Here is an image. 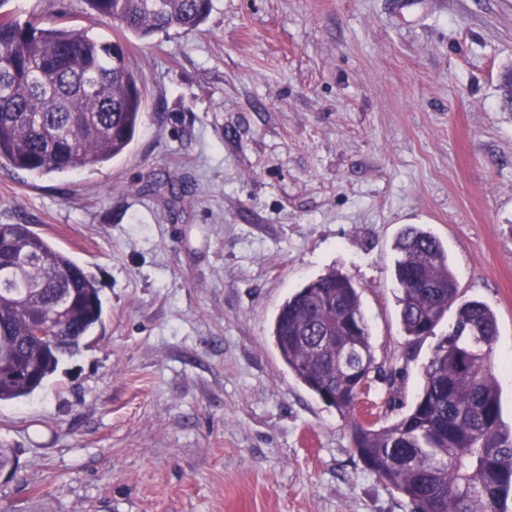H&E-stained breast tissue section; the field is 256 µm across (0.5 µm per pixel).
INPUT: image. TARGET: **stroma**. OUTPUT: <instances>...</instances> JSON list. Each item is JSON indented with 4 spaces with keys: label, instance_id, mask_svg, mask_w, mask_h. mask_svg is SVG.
<instances>
[{
    "label": "stroma",
    "instance_id": "stroma-1",
    "mask_svg": "<svg viewBox=\"0 0 512 512\" xmlns=\"http://www.w3.org/2000/svg\"><path fill=\"white\" fill-rule=\"evenodd\" d=\"M7 8L122 43L146 105L102 166L0 167V224L69 253L103 306L43 388L0 405L16 461L0 512H410L352 442L353 421L409 410L435 343L400 324L408 224L495 312L512 422V0H213L198 31L147 40L83 0ZM332 270L359 289L384 374L350 417L271 337L285 298Z\"/></svg>",
    "mask_w": 512,
    "mask_h": 512
}]
</instances>
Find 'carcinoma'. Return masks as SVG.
<instances>
[{"label":"carcinoma","mask_w":512,"mask_h":512,"mask_svg":"<svg viewBox=\"0 0 512 512\" xmlns=\"http://www.w3.org/2000/svg\"><path fill=\"white\" fill-rule=\"evenodd\" d=\"M0 0V165L35 175L94 168L123 155L141 124L142 92L128 51L84 29L30 17ZM100 22L140 39L192 33L211 0H83ZM394 276L405 336L435 335L450 308L455 321L437 338L414 404L376 428L353 422V445L367 470L395 488L411 512H508L512 426L502 418L491 361L492 309L459 301L442 241L409 225L398 235ZM20 259L16 288L0 291V404L32 396L101 322L94 278L27 224H0V260ZM360 294L335 271L309 281L280 305L271 336L288 369L315 395L336 393L353 415L377 369ZM58 329L56 351L33 331Z\"/></svg>","instance_id":"obj_1"}]
</instances>
